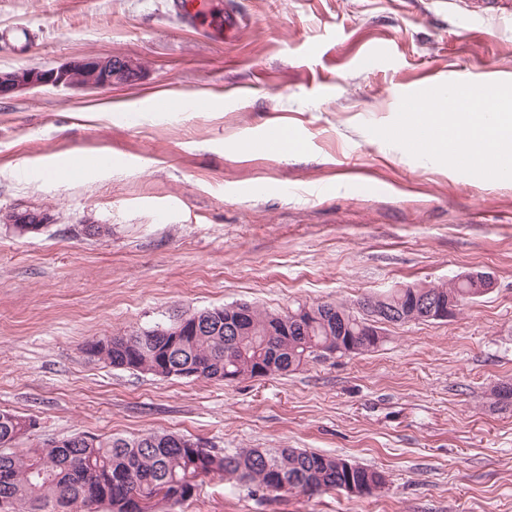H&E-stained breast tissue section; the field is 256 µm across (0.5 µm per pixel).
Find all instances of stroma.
Masks as SVG:
<instances>
[{
	"instance_id": "stroma-1",
	"label": "stroma",
	"mask_w": 512,
	"mask_h": 512,
	"mask_svg": "<svg viewBox=\"0 0 512 512\" xmlns=\"http://www.w3.org/2000/svg\"><path fill=\"white\" fill-rule=\"evenodd\" d=\"M248 25H186L172 0H0V68L131 59L134 84L0 99V410L15 452L85 433L168 431L207 449L306 448L380 471L386 491L274 496L209 477L172 512H512V183L369 133L423 72L512 82V27L448 24L460 0H235ZM246 85V96L226 87ZM164 95L173 109L154 111ZM286 131L294 151L266 150ZM101 157L73 174L75 157ZM90 224L106 226L89 236ZM494 288L448 321L385 328L375 351L231 383L92 358L90 341L247 303L283 312L440 285ZM52 218L48 212L37 211L32 209H12L9 211H0V223L1 224H19V227H23L27 230H37L39 225L36 224H51ZM32 224V225H26ZM16 229L21 232L23 231L17 225H13Z\"/></svg>"
}]
</instances>
